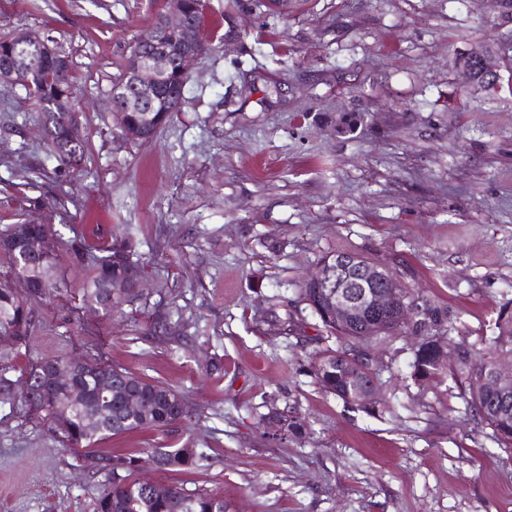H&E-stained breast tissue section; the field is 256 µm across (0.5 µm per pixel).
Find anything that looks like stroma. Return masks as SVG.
Listing matches in <instances>:
<instances>
[{"instance_id": "1", "label": "stroma", "mask_w": 512, "mask_h": 512, "mask_svg": "<svg viewBox=\"0 0 512 512\" xmlns=\"http://www.w3.org/2000/svg\"><path fill=\"white\" fill-rule=\"evenodd\" d=\"M225 3L209 0V49L142 142L119 131L111 92L154 0H0V34L68 56L87 141L80 167L59 165L26 91L0 82V229L52 225L76 285L71 240L92 253L130 240L144 282L116 313L71 315L67 294L37 304L28 359L99 352L179 389L188 415L172 431L97 453L192 441L202 467L147 475L222 496L226 512H512V451L451 378L413 382L410 333L374 348L377 400L344 403L315 382L328 343L300 296L346 251L451 336H493L512 309V95L480 102L453 57L512 24L495 0ZM290 407L304 433L265 435L261 419ZM87 463L0 404V512H93L104 478Z\"/></svg>"}]
</instances>
